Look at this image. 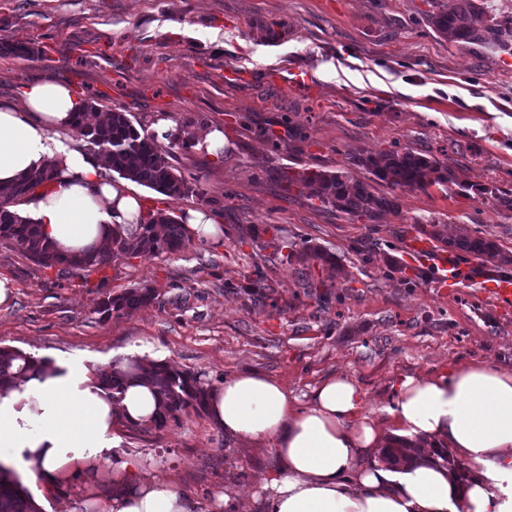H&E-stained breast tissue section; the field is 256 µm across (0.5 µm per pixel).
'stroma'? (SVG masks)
Returning a JSON list of instances; mask_svg holds the SVG:
<instances>
[{"label": "stroma", "mask_w": 512, "mask_h": 512, "mask_svg": "<svg viewBox=\"0 0 512 512\" xmlns=\"http://www.w3.org/2000/svg\"><path fill=\"white\" fill-rule=\"evenodd\" d=\"M451 0H0V42L35 44L41 57L0 53V107L24 111L29 84L52 78L77 98L130 113L156 132L184 176L208 194L171 198L135 182L146 211L180 219L199 211L223 231L173 253L119 258L106 272L43 268L0 244V347L61 356L90 370L162 350L205 387L239 372L280 381L306 406L324 379L351 376L370 407L392 385L453 364L512 369V312L468 286L448 293L407 236L432 221L496 240L503 259L455 254L468 274H512V213L481 186L512 189V56L436 35L429 14ZM280 22L275 36L265 24ZM243 72L240 81L226 68ZM217 130L218 154L181 133ZM410 148L449 156L457 184L397 187L398 207L371 224L310 203L295 180L306 169H346L357 152ZM469 184L461 192L460 184ZM337 259L283 262L272 238ZM107 284H100L101 275ZM263 276V298L251 284ZM316 289L303 288L304 280ZM155 288V304L109 319V293ZM135 459L147 477L175 481L195 512H264L256 500L277 459L226 438L207 413L161 426H120L96 471L74 465L55 487L22 483L40 512L110 504L114 466ZM228 506H220V495Z\"/></svg>", "instance_id": "obj_1"}]
</instances>
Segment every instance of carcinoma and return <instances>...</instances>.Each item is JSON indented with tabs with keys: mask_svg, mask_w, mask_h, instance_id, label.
Wrapping results in <instances>:
<instances>
[{
	"mask_svg": "<svg viewBox=\"0 0 512 512\" xmlns=\"http://www.w3.org/2000/svg\"><path fill=\"white\" fill-rule=\"evenodd\" d=\"M489 3L490 0H452L447 10L429 15L428 23L439 37L459 46L484 44L494 51L512 55V15L495 13ZM0 51L28 59L38 55V49L24 44L1 43ZM92 111H100L99 103L93 98L75 114L74 128L84 137L87 150L101 157L108 170L172 198L202 194L200 179L188 180L176 173L160 150L157 135L137 128L128 113L108 108L104 123L88 125L85 113ZM349 165L367 171L373 176V183L390 188L426 190L431 186L457 183L448 159L441 160L412 149H392L375 154L359 152L349 157ZM52 178L53 169L48 167L21 178L7 189L0 188V241L17 247L44 268L66 265L75 270H99L120 257L180 251L190 241L184 225L176 217L158 211L142 218L141 223L130 231L112 230V237L100 252L66 256L42 234L37 222L19 211L24 198ZM303 186L308 200L316 199L323 207L335 208L372 224L397 207L391 194L377 191L372 183L356 178L349 170L312 171L304 177ZM459 187L463 188L465 184L461 183ZM421 230L449 248L478 260H493L501 255L498 244L486 237L461 233L448 237L434 222ZM157 300L155 289L149 286L128 288L121 294L106 296L98 313L101 318L108 319L114 314H128L154 304ZM17 359L23 360L28 370L41 364V360L19 350L0 348V380L13 377ZM96 377L114 395L122 393L129 380L142 379L150 383L159 395L164 413L174 420L189 407L198 411L205 406V389L197 377L187 371L172 370L167 365L145 367L136 363L126 371L114 367L99 369ZM387 456L393 464L401 465L425 456V449L415 444H403L387 449ZM0 512H38L19 478L1 466Z\"/></svg>",
	"mask_w": 512,
	"mask_h": 512,
	"instance_id": "cac0c4a2",
	"label": "carcinoma"
}]
</instances>
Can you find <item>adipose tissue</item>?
<instances>
[{
	"instance_id": "adipose-tissue-1",
	"label": "adipose tissue",
	"mask_w": 512,
	"mask_h": 512,
	"mask_svg": "<svg viewBox=\"0 0 512 512\" xmlns=\"http://www.w3.org/2000/svg\"><path fill=\"white\" fill-rule=\"evenodd\" d=\"M79 100L42 79L26 94L27 117L0 108V187L45 166L53 181L23 206L68 255L102 251L114 224L144 215L141 200L101 176L83 150L51 148L72 127ZM212 424L241 446H268L278 468L263 486L267 512H512V371L462 364L431 375H405L391 406L367 407L349 376L325 379L307 407L279 381L238 373L210 391ZM153 389L128 384L112 397L82 363L51 357L0 384V466L53 485L77 461L109 447L117 426L157 422ZM447 449L464 463L466 482L420 459L395 467L385 453L399 442ZM118 494L108 512H193L169 480H134L130 464L112 474Z\"/></svg>"
}]
</instances>
